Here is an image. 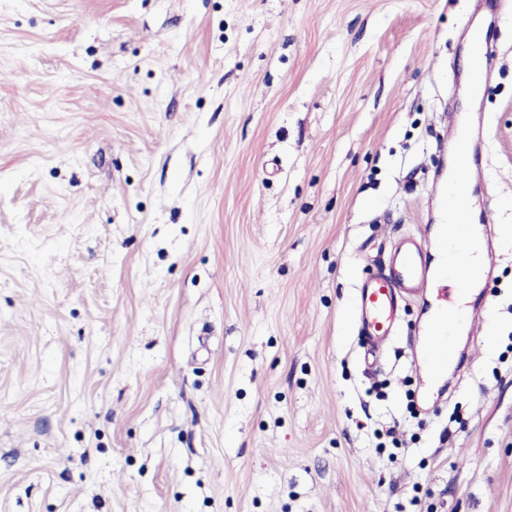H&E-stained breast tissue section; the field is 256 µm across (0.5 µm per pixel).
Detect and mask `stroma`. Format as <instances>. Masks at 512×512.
I'll return each instance as SVG.
<instances>
[{
    "label": "stroma",
    "mask_w": 512,
    "mask_h": 512,
    "mask_svg": "<svg viewBox=\"0 0 512 512\" xmlns=\"http://www.w3.org/2000/svg\"><path fill=\"white\" fill-rule=\"evenodd\" d=\"M0 71V512H512V240L439 385L353 313L452 114L512 225V0H0Z\"/></svg>",
    "instance_id": "1"
}]
</instances>
